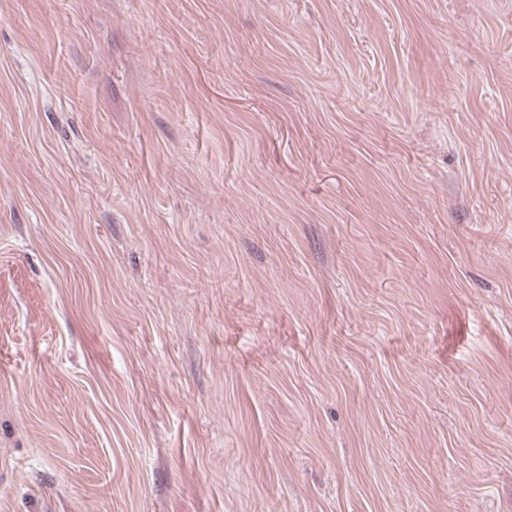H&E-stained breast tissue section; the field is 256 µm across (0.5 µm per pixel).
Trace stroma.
I'll use <instances>...</instances> for the list:
<instances>
[{
    "mask_svg": "<svg viewBox=\"0 0 512 512\" xmlns=\"http://www.w3.org/2000/svg\"><path fill=\"white\" fill-rule=\"evenodd\" d=\"M0 512H512V0H0Z\"/></svg>",
    "mask_w": 512,
    "mask_h": 512,
    "instance_id": "1",
    "label": "stroma"
}]
</instances>
